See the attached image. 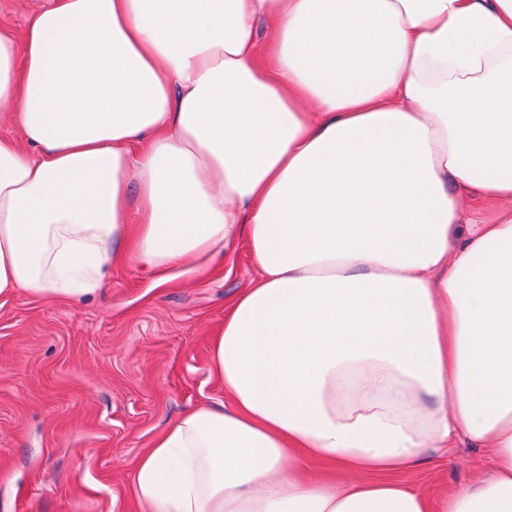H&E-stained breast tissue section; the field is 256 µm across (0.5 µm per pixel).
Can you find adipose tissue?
<instances>
[{
	"mask_svg": "<svg viewBox=\"0 0 512 512\" xmlns=\"http://www.w3.org/2000/svg\"><path fill=\"white\" fill-rule=\"evenodd\" d=\"M3 118L0 296L256 267L138 512H512V210L462 202L512 200V0H43L0 28ZM462 438L489 473L389 481Z\"/></svg>",
	"mask_w": 512,
	"mask_h": 512,
	"instance_id": "1",
	"label": "adipose tissue"
}]
</instances>
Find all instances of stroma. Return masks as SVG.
I'll return each instance as SVG.
<instances>
[{
	"label": "stroma",
	"instance_id": "1",
	"mask_svg": "<svg viewBox=\"0 0 512 512\" xmlns=\"http://www.w3.org/2000/svg\"><path fill=\"white\" fill-rule=\"evenodd\" d=\"M255 275L240 241L162 285L130 263L78 304L0 298V512H136L140 455L182 413L223 400L212 348ZM489 467L463 442L394 479L436 495Z\"/></svg>",
	"mask_w": 512,
	"mask_h": 512
}]
</instances>
